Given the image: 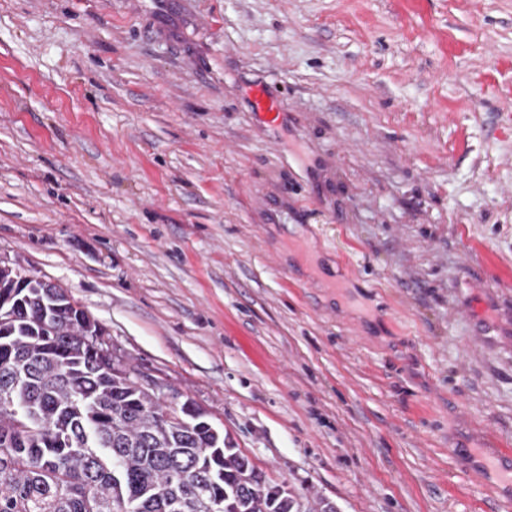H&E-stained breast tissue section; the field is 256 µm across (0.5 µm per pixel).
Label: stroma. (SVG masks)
<instances>
[{"label": "stroma", "mask_w": 512, "mask_h": 512, "mask_svg": "<svg viewBox=\"0 0 512 512\" xmlns=\"http://www.w3.org/2000/svg\"><path fill=\"white\" fill-rule=\"evenodd\" d=\"M1 261L269 481L507 512L512 0H0ZM267 83L261 79L249 80L248 100L253 112L271 129L278 127L284 120L285 113L281 110L277 100L271 96L266 87Z\"/></svg>", "instance_id": "1"}]
</instances>
